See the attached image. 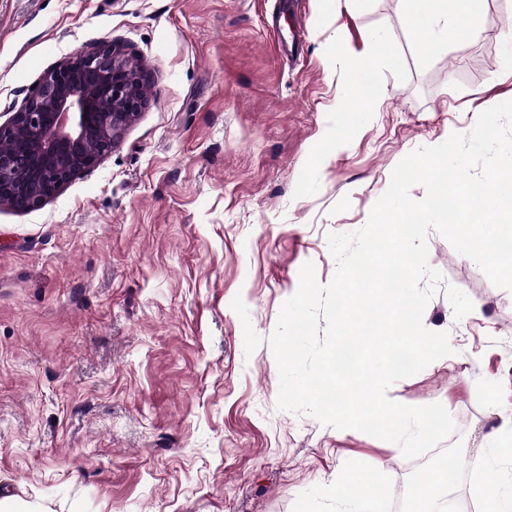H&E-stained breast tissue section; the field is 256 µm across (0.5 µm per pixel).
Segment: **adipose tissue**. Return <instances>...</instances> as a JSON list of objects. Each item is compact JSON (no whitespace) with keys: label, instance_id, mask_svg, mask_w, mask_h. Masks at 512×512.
Returning <instances> with one entry per match:
<instances>
[{"label":"adipose tissue","instance_id":"1","mask_svg":"<svg viewBox=\"0 0 512 512\" xmlns=\"http://www.w3.org/2000/svg\"><path fill=\"white\" fill-rule=\"evenodd\" d=\"M404 26L407 35L427 49L437 48L465 31L478 38L481 31L473 23L478 0H405ZM338 497L346 503L344 512H382V501L375 486L362 484L356 473L339 471L332 478Z\"/></svg>","mask_w":512,"mask_h":512}]
</instances>
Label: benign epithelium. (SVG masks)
Returning a JSON list of instances; mask_svg holds the SVG:
<instances>
[{
  "instance_id": "7a95c632",
  "label": "benign epithelium",
  "mask_w": 512,
  "mask_h": 512,
  "mask_svg": "<svg viewBox=\"0 0 512 512\" xmlns=\"http://www.w3.org/2000/svg\"><path fill=\"white\" fill-rule=\"evenodd\" d=\"M148 72L110 41L48 70L24 105L0 124V204L36 210L112 152L147 104Z\"/></svg>"
}]
</instances>
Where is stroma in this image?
I'll return each mask as SVG.
<instances>
[{"instance_id": "1", "label": "stroma", "mask_w": 512, "mask_h": 512, "mask_svg": "<svg viewBox=\"0 0 512 512\" xmlns=\"http://www.w3.org/2000/svg\"><path fill=\"white\" fill-rule=\"evenodd\" d=\"M403 0H0V123L64 57L124 46L149 101L94 169L40 209L0 205V500L21 512H343L332 475L405 512L394 443L277 406L268 344L303 264L361 229L411 151L512 100V0L422 53ZM363 57L380 103L361 99ZM350 110H342L344 99ZM423 324L450 356L395 382L456 429L471 477L512 418V292L437 230Z\"/></svg>"}]
</instances>
